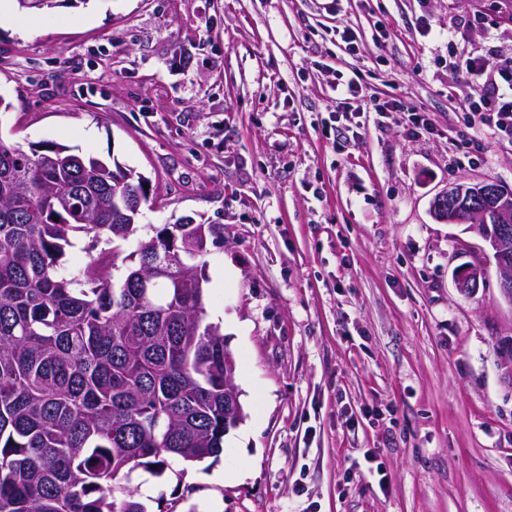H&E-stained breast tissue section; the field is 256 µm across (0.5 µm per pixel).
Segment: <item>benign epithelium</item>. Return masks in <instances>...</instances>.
Here are the masks:
<instances>
[{
    "label": "benign epithelium",
    "instance_id": "obj_1",
    "mask_svg": "<svg viewBox=\"0 0 512 512\" xmlns=\"http://www.w3.org/2000/svg\"><path fill=\"white\" fill-rule=\"evenodd\" d=\"M502 200L499 210V223L512 224V200L507 198V190L493 183L455 184L448 187L433 204V214L442 224L468 223V231L483 237V225L478 216L486 201ZM496 267L500 274L499 288L502 297L512 304V235L506 229L499 231L493 242ZM484 275V265L476 262L458 269L454 274L455 288L462 294H469L479 284ZM242 412L238 401V390L234 384V368L229 357H224V429L238 425Z\"/></svg>",
    "mask_w": 512,
    "mask_h": 512
}]
</instances>
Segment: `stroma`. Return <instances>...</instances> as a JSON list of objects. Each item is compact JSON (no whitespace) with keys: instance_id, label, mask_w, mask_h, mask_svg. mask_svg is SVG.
Wrapping results in <instances>:
<instances>
[{"instance_id":"1","label":"stroma","mask_w":512,"mask_h":512,"mask_svg":"<svg viewBox=\"0 0 512 512\" xmlns=\"http://www.w3.org/2000/svg\"><path fill=\"white\" fill-rule=\"evenodd\" d=\"M349 29L355 51L338 47ZM512 47V0H60L0 20V138L149 181L142 233L220 224L207 322L245 418L218 459L133 472L148 512H512V305L491 254L431 204L512 188V144L455 162L469 77ZM425 111L335 130L330 87ZM481 258L471 296L452 273ZM374 451L387 474L354 473ZM369 109L380 117H384L387 112H401L405 117L403 133L408 138H418L430 129L427 113L403 97H392L389 100L374 98Z\"/></svg>"}]
</instances>
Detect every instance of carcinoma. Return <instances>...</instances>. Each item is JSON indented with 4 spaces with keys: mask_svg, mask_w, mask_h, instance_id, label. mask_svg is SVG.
<instances>
[{
    "mask_svg": "<svg viewBox=\"0 0 512 512\" xmlns=\"http://www.w3.org/2000/svg\"><path fill=\"white\" fill-rule=\"evenodd\" d=\"M142 184L0 138V512H147L135 468L224 451V333L200 262L224 227L153 228L127 261L115 248L139 229ZM78 234L91 256L69 271ZM167 252L181 263L149 280Z\"/></svg>",
    "mask_w": 512,
    "mask_h": 512,
    "instance_id": "carcinoma-1",
    "label": "carcinoma"
}]
</instances>
